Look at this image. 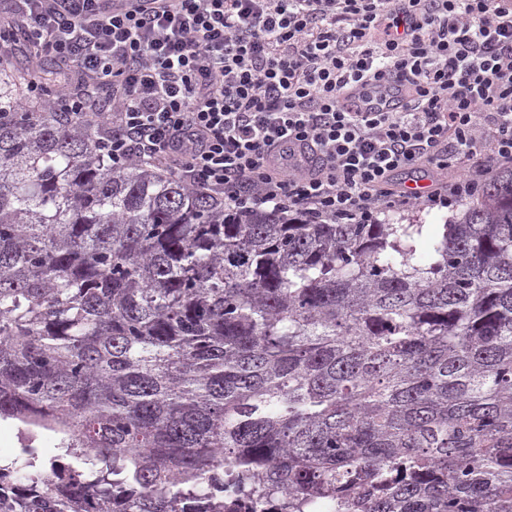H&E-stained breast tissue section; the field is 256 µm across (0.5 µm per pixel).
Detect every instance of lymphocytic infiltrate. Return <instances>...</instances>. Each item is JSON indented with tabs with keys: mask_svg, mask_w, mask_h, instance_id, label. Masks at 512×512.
<instances>
[{
	"mask_svg": "<svg viewBox=\"0 0 512 512\" xmlns=\"http://www.w3.org/2000/svg\"><path fill=\"white\" fill-rule=\"evenodd\" d=\"M54 102L119 165L166 164L225 208L373 224L512 166V0H13ZM109 89L110 101L100 104ZM405 94L360 112L354 93ZM426 163L459 178L392 189Z\"/></svg>",
	"mask_w": 512,
	"mask_h": 512,
	"instance_id": "f902f5d3",
	"label": "lymphocytic infiltrate"
}]
</instances>
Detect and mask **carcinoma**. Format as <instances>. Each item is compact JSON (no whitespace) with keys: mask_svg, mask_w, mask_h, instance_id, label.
I'll return each instance as SVG.
<instances>
[{"mask_svg":"<svg viewBox=\"0 0 512 512\" xmlns=\"http://www.w3.org/2000/svg\"><path fill=\"white\" fill-rule=\"evenodd\" d=\"M0 58V419L85 482L0 512H512V168L432 250L422 224H313L102 156Z\"/></svg>","mask_w":512,"mask_h":512,"instance_id":"carcinoma-1","label":"carcinoma"}]
</instances>
